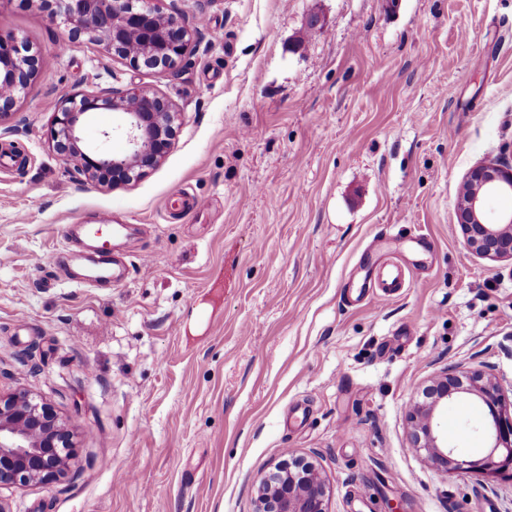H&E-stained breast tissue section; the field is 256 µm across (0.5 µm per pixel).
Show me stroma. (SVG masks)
Masks as SVG:
<instances>
[{"label": "stroma", "mask_w": 512, "mask_h": 512, "mask_svg": "<svg viewBox=\"0 0 512 512\" xmlns=\"http://www.w3.org/2000/svg\"><path fill=\"white\" fill-rule=\"evenodd\" d=\"M159 6L197 30L165 72L0 0V29L44 60L0 118L18 155L0 165V391L53 409L77 471L0 497L14 512H255L256 478L294 455L316 461L329 512H512V481L439 474L407 423L449 366L492 367L512 395V261L472 253L455 218L469 171L512 165V0ZM105 69L180 113L161 165L113 188L49 139L56 101ZM123 121L92 114L85 145L122 153ZM101 214L125 227L127 272L90 284L63 231ZM385 261L410 275L379 306ZM436 425L466 457L490 444L477 398Z\"/></svg>", "instance_id": "1"}]
</instances>
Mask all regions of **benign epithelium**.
Listing matches in <instances>:
<instances>
[{
	"instance_id": "obj_1",
	"label": "benign epithelium",
	"mask_w": 512,
	"mask_h": 512,
	"mask_svg": "<svg viewBox=\"0 0 512 512\" xmlns=\"http://www.w3.org/2000/svg\"><path fill=\"white\" fill-rule=\"evenodd\" d=\"M62 18L67 41L86 39L135 67L170 69L194 50L193 30L149 0H31ZM42 67L37 54L23 55L14 36L0 28V118L10 113L17 94ZM96 89L60 98L49 131L53 149L67 165L99 185L129 182L157 167L176 133L174 104L155 91L122 89L110 70L97 75ZM100 110L127 117L129 149L121 155L91 154L81 129L87 114ZM467 192L455 202L465 243L476 254L512 260V212L486 219L493 194L512 192V166L481 164L463 179ZM467 395L477 397L488 417L490 446L478 459H464L448 446L434 424L440 404ZM411 448L439 473L476 474L486 480L512 478V400L492 375L477 371L462 378L454 369L434 377L413 398L408 411ZM71 433L51 407L27 393H0V485L28 487L72 479ZM328 491L314 462L294 458L256 488L257 512H327Z\"/></svg>"
}]
</instances>
